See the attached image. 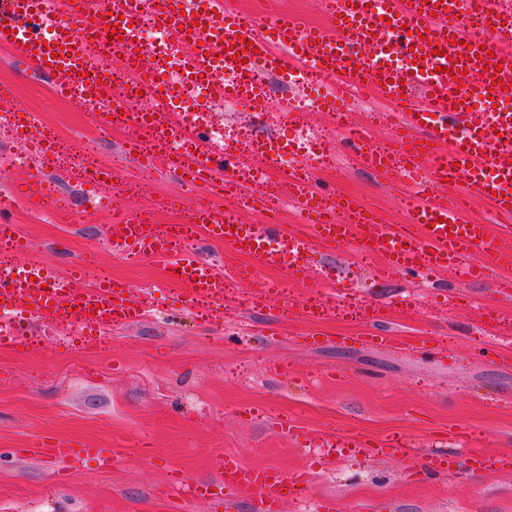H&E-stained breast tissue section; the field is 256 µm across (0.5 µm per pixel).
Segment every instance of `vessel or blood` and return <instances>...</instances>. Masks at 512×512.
I'll return each instance as SVG.
<instances>
[{"instance_id":"obj_1","label":"vessel or blood","mask_w":512,"mask_h":512,"mask_svg":"<svg viewBox=\"0 0 512 512\" xmlns=\"http://www.w3.org/2000/svg\"><path fill=\"white\" fill-rule=\"evenodd\" d=\"M112 9V0H93L90 9L69 21H53L42 0H11L7 30H0V43L11 45L22 57L45 74L86 64L90 48L85 42L83 18H99ZM332 34L312 29L295 15H272L261 23L242 20L226 10L224 0H184L181 8L147 9L146 0H122L120 13L130 22L151 13L170 31L191 29L194 46L186 55L188 67L209 74L220 69H244L242 81L231 89L243 97L251 86L249 73L254 61L266 70L290 71L310 63L324 72L345 68L354 83L367 84L384 97L399 99L400 117L408 129L423 132L426 146L404 142L399 153L416 174L433 182L442 178L462 182L466 198L495 197L501 210L512 212V113L492 112L474 116L472 106L487 99L502 100L503 87L512 83V55L497 50L494 41L474 33L461 18L458 0H326ZM54 25L52 46L35 47L32 28ZM70 47L71 55L52 59L53 46ZM226 56H218V49ZM493 51L494 68L483 69L477 56L481 49ZM341 219H317L312 236L304 245L342 243L351 247L371 246L388 268L416 274L459 266L474 253L479 265L469 267L468 276L490 278L502 257H512V245L495 243L489 225L471 218L465 207L443 197L413 195L407 203V223L381 224L370 212L341 204ZM196 213L205 232L225 247L238 249L251 243V254L262 266H271L275 256L261 248V241L288 236L282 224L238 225L227 231L214 221L211 210ZM112 252L125 257L170 258L172 280L189 286L192 295L212 300L224 297V277L194 251L181 248V233L175 225L148 224L127 219L108 227ZM404 246L388 248L391 238ZM97 305L96 322L104 328L133 323L144 314L131 303L126 286L98 275L86 289L73 287L71 278L49 272L37 273L35 281L12 282L0 277V346L16 341L10 329L14 313L22 312L41 321L56 319L65 306ZM56 459L79 463L95 458L102 464L121 459V448H95L80 443L55 444ZM225 485L257 498L262 512H281L291 500L304 499L311 475L286 473L268 467H247L231 455L213 460ZM211 495L208 483L177 476L171 496L192 497L204 502Z\"/></svg>"}]
</instances>
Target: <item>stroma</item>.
<instances>
[{
    "label": "stroma",
    "instance_id": "stroma-1",
    "mask_svg": "<svg viewBox=\"0 0 512 512\" xmlns=\"http://www.w3.org/2000/svg\"><path fill=\"white\" fill-rule=\"evenodd\" d=\"M234 6L255 17L276 10L313 26L328 23L324 0ZM55 81L0 47V111L35 110L60 137L79 143L95 118L55 95ZM358 111L378 115L366 129L371 145L395 148L406 137L372 92ZM99 151L117 163L114 179L129 187L116 207L91 205L111 198L108 185L56 206L39 197L36 171L21 169L0 183L16 199L0 224L17 225L27 243L13 255L17 265L40 262L61 275L104 268L152 315L109 330L66 323L50 336L30 323L20 349L0 348V512H258L255 498L224 486L212 466L220 452L246 465L310 472V500L330 499L333 512H512V265L494 284L451 270L433 271L426 283L399 272L378 280L379 258L354 270L351 247L317 245L295 272L226 253L203 235L195 248L213 258L229 290L201 315L186 305L185 288L169 280L166 260L113 255L107 226L128 217L177 224L200 204L233 210L246 224L266 223L267 213L202 186L187 190L158 152L147 159L151 176L141 177L121 137ZM335 154V165L318 176L321 190L353 198L383 223H406L398 182L344 145ZM271 278L282 280L286 301L251 305V292ZM375 330L393 331L400 347L362 344ZM427 346L434 355L424 354ZM486 347L498 350L494 362L479 359ZM273 364L279 372H270ZM282 415L298 422L300 436L281 435L275 420ZM460 428L463 448L448 438ZM348 432L374 442L402 438L409 453L349 448L323 465L321 437ZM57 441L130 454L109 467L85 460L61 479L53 459L12 454ZM469 448L485 456L479 472L463 466ZM432 455L443 460L439 472L410 476L411 464ZM178 472L211 483L208 501H170Z\"/></svg>",
    "mask_w": 512,
    "mask_h": 512
}]
</instances>
